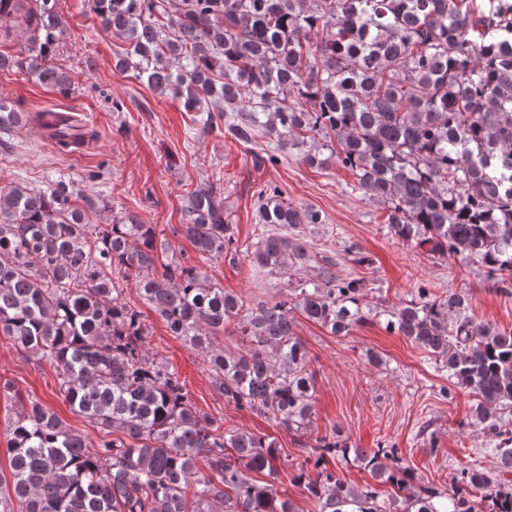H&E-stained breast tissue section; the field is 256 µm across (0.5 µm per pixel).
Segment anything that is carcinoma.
Listing matches in <instances>:
<instances>
[{"label":"carcinoma","instance_id":"1","mask_svg":"<svg viewBox=\"0 0 512 512\" xmlns=\"http://www.w3.org/2000/svg\"><path fill=\"white\" fill-rule=\"evenodd\" d=\"M158 97L176 99L240 144L273 138L255 155L275 164L295 150L312 166L352 172V192L387 211L394 239L435 257L477 263L501 291L512 284V0H90ZM0 71L73 91L51 64L68 34L59 0H0ZM36 119L58 148L94 137L74 117ZM27 116L0 95V134ZM71 182L0 186V334L56 368L69 406L100 432L94 444L30 400L8 429L11 480L0 493L21 512H296L253 472H275L274 440L221 428L198 410L163 360L145 351L148 328L124 301L135 286L168 333L201 354L216 391L239 410L297 432L311 424L314 386L296 315L345 336L377 320L424 352L451 389L471 397L486 441L477 449L512 473V329L477 320L467 295L419 286L394 306L371 303L361 279L334 260L317 280L293 278L309 261L305 229L325 219L267 185L259 224L290 230L258 238L249 263L286 274V293L251 304L214 287L200 261L224 257L234 225L210 185L183 197L176 233L198 258L158 265L154 225L133 213L86 223ZM238 338L231 350L225 334ZM355 462L391 487H355L336 465ZM296 482L314 512H512V484L482 467L452 474L448 490L421 482L401 449L355 448L332 430L316 438Z\"/></svg>","mask_w":512,"mask_h":512}]
</instances>
